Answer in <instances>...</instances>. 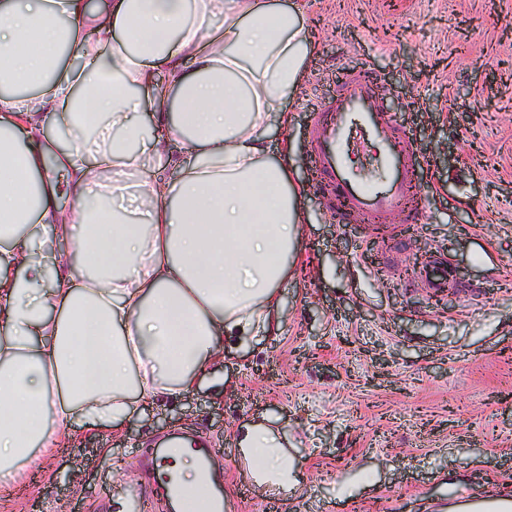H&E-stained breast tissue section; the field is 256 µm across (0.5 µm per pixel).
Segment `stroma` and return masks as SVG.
Wrapping results in <instances>:
<instances>
[{
    "label": "stroma",
    "instance_id": "stroma-1",
    "mask_svg": "<svg viewBox=\"0 0 512 512\" xmlns=\"http://www.w3.org/2000/svg\"><path fill=\"white\" fill-rule=\"evenodd\" d=\"M303 2L319 37L266 157L303 188L306 273L281 283L273 332L226 343L215 378L121 434L33 451L0 483V512H129L130 449L182 428L213 448L226 512H435L512 485V0ZM357 71L421 162L419 223L337 221L311 178L312 115ZM422 249L447 259V288L423 286ZM257 422L287 449L294 491L240 467L236 438Z\"/></svg>",
    "mask_w": 512,
    "mask_h": 512
}]
</instances>
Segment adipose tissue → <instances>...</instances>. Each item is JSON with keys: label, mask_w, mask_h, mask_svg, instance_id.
Masks as SVG:
<instances>
[{"label": "adipose tissue", "mask_w": 512, "mask_h": 512, "mask_svg": "<svg viewBox=\"0 0 512 512\" xmlns=\"http://www.w3.org/2000/svg\"><path fill=\"white\" fill-rule=\"evenodd\" d=\"M311 49L299 8L265 0H0V482L270 329L302 188L265 140ZM115 170L134 215L112 205ZM237 445L260 483L292 487L269 428Z\"/></svg>", "instance_id": "obj_1"}]
</instances>
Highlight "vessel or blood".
<instances>
[{
    "label": "vessel or blood",
    "instance_id": "vessel-or-blood-1",
    "mask_svg": "<svg viewBox=\"0 0 512 512\" xmlns=\"http://www.w3.org/2000/svg\"><path fill=\"white\" fill-rule=\"evenodd\" d=\"M356 141L369 143L378 154L385 175L382 185L364 180L349 164L347 149ZM310 144L318 181L337 218H356L368 224L423 219L424 208L416 193L420 162L407 133L382 109L379 86L370 72L344 79L335 97L316 113ZM448 277L444 261H431L422 269L423 282L436 290L447 288ZM182 451L196 455L206 485L196 512H224V479L212 467L210 448L181 433L169 434L157 446L141 451L145 468L165 494V504L174 512H195L172 468V456ZM462 512H512V496L469 499Z\"/></svg>",
    "mask_w": 512,
    "mask_h": 512
}]
</instances>
